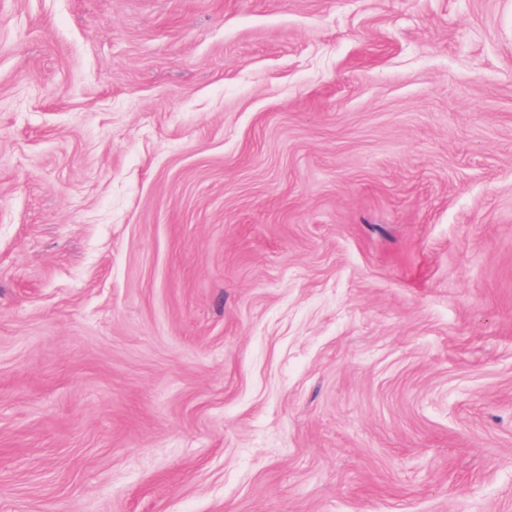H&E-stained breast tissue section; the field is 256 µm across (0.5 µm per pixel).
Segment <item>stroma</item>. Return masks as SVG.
Here are the masks:
<instances>
[{
	"label": "stroma",
	"instance_id": "1",
	"mask_svg": "<svg viewBox=\"0 0 512 512\" xmlns=\"http://www.w3.org/2000/svg\"><path fill=\"white\" fill-rule=\"evenodd\" d=\"M0 512H512V0H0Z\"/></svg>",
	"mask_w": 512,
	"mask_h": 512
}]
</instances>
